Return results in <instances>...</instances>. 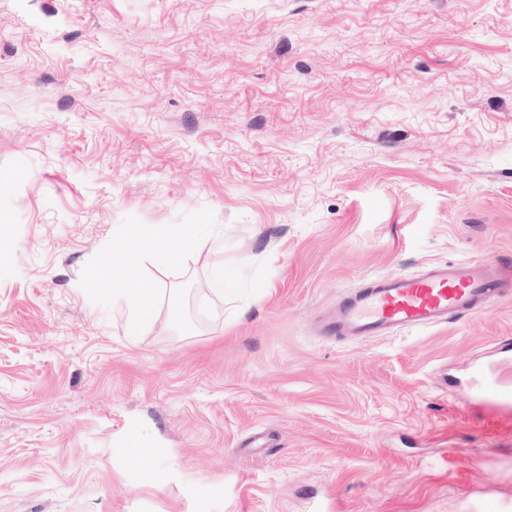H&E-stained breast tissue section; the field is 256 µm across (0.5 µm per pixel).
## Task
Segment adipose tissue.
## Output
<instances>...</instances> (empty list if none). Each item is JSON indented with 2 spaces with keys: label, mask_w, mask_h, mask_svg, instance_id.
<instances>
[{
  "label": "adipose tissue",
  "mask_w": 512,
  "mask_h": 512,
  "mask_svg": "<svg viewBox=\"0 0 512 512\" xmlns=\"http://www.w3.org/2000/svg\"><path fill=\"white\" fill-rule=\"evenodd\" d=\"M139 243L128 244L121 252L113 253L103 275L112 287L118 288L133 311L129 330H137L141 320L150 313L149 289L140 287L138 276L128 275V267H139L142 258H150L158 265H173L194 247L192 232L184 227H170L163 224L141 227Z\"/></svg>",
  "instance_id": "adipose-tissue-1"
}]
</instances>
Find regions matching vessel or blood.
Listing matches in <instances>:
<instances>
[{"mask_svg":"<svg viewBox=\"0 0 512 512\" xmlns=\"http://www.w3.org/2000/svg\"><path fill=\"white\" fill-rule=\"evenodd\" d=\"M507 282L504 268L487 260L437 263L419 275L377 277L366 287L347 291L323 331L356 340L433 327L486 310ZM495 351L471 372L472 405L511 413L512 381L500 376L499 357L512 356V342H498Z\"/></svg>","mask_w":512,"mask_h":512,"instance_id":"1","label":"vessel or blood"}]
</instances>
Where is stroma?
I'll list each match as a JSON object with an SVG mask.
<instances>
[{"label": "stroma", "mask_w": 512, "mask_h": 512, "mask_svg": "<svg viewBox=\"0 0 512 512\" xmlns=\"http://www.w3.org/2000/svg\"><path fill=\"white\" fill-rule=\"evenodd\" d=\"M0 181V512L512 498V417L448 382L512 291L322 334L375 277L512 265V0H0ZM146 224L197 247L132 334L94 274Z\"/></svg>", "instance_id": "1"}]
</instances>
